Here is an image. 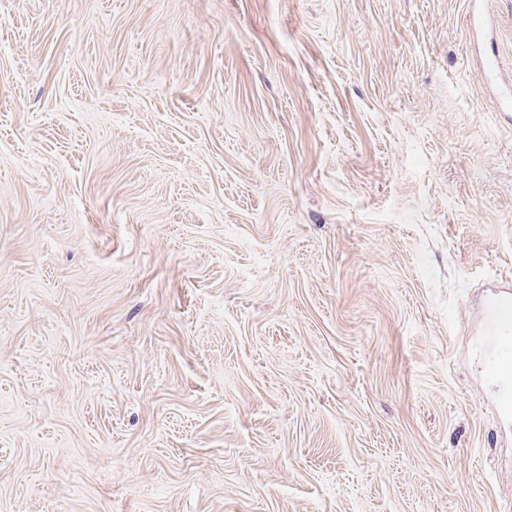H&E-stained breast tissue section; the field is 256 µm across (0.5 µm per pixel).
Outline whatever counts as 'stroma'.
Masks as SVG:
<instances>
[{
    "instance_id": "35a3bbf8",
    "label": "stroma",
    "mask_w": 512,
    "mask_h": 512,
    "mask_svg": "<svg viewBox=\"0 0 512 512\" xmlns=\"http://www.w3.org/2000/svg\"><path fill=\"white\" fill-rule=\"evenodd\" d=\"M502 94L512 0H0V512H512ZM492 328L495 334L502 332L501 336L504 338V360L496 365L497 373L504 378L501 384L500 404L504 412L512 413V298L509 296L495 300Z\"/></svg>"
}]
</instances>
